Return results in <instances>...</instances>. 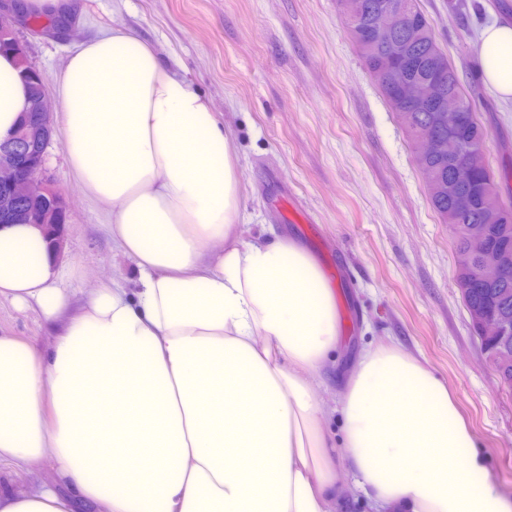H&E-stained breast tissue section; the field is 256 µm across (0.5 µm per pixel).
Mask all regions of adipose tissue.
Wrapping results in <instances>:
<instances>
[{"mask_svg":"<svg viewBox=\"0 0 512 512\" xmlns=\"http://www.w3.org/2000/svg\"><path fill=\"white\" fill-rule=\"evenodd\" d=\"M478 60L512 101V24L484 28ZM57 93L71 170L111 202L137 287L73 310L41 229L0 224V300L57 326L47 349L0 333V512H339L345 468L380 512H512L447 387L399 350L351 375L343 445L319 427L309 376L336 299L293 240L238 237L229 139L189 80L116 29L72 51ZM26 104L0 54V137ZM37 462L71 496L12 482Z\"/></svg>","mask_w":512,"mask_h":512,"instance_id":"adipose-tissue-1","label":"adipose tissue"}]
</instances>
